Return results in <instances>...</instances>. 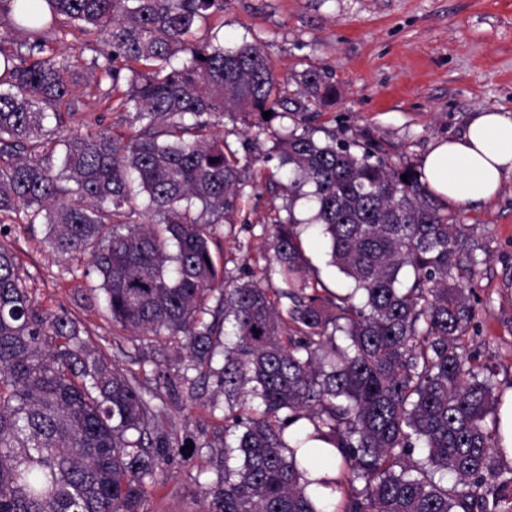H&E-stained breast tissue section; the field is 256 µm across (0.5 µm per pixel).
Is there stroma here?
<instances>
[{
  "label": "stroma",
  "instance_id": "35a3bbf8",
  "mask_svg": "<svg viewBox=\"0 0 512 512\" xmlns=\"http://www.w3.org/2000/svg\"><path fill=\"white\" fill-rule=\"evenodd\" d=\"M223 41H248L268 55L287 93L302 88L309 70L320 73L330 95L315 103L318 125L337 137L368 145L389 165L420 170L440 139L457 136L483 108L512 115V0H224ZM101 34L71 29L51 41L47 56L66 59L71 92L60 109L69 131L109 128L127 133L106 94L109 79L95 66ZM274 192L268 185L243 191L236 223L220 227L219 262L226 278L266 277L258 246L272 231ZM458 221L484 231L487 255L473 276L470 301L475 328L466 342L496 373L501 393L512 392V176L490 200L458 209ZM1 241L19 257L21 274L36 303L65 308L94 347L120 358L127 370L146 369V386L157 388L164 424L178 438L200 443L188 462L173 461L148 486L145 512H205V488L224 448V394L211 382L198 384L189 401L182 352L169 343L139 340L114 328L95 277L70 274L68 256L55 252L44 226L22 215L0 220Z\"/></svg>",
  "mask_w": 512,
  "mask_h": 512
}]
</instances>
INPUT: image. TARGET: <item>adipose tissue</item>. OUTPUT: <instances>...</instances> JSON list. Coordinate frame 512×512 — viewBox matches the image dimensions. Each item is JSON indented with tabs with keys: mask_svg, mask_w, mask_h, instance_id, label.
I'll return each instance as SVG.
<instances>
[{
	"mask_svg": "<svg viewBox=\"0 0 512 512\" xmlns=\"http://www.w3.org/2000/svg\"><path fill=\"white\" fill-rule=\"evenodd\" d=\"M422 173L442 203L465 207L491 199L512 175V117L494 108L476 112L461 135L431 147Z\"/></svg>",
	"mask_w": 512,
	"mask_h": 512,
	"instance_id": "ef3b65f1",
	"label": "adipose tissue"
}]
</instances>
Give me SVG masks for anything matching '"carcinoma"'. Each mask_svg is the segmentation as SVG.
Masks as SVG:
<instances>
[{
  "label": "carcinoma",
  "instance_id": "obj_1",
  "mask_svg": "<svg viewBox=\"0 0 512 512\" xmlns=\"http://www.w3.org/2000/svg\"><path fill=\"white\" fill-rule=\"evenodd\" d=\"M222 11L224 0H0L18 36L0 37V216L46 226L82 276L96 274L112 325L170 337L186 369L224 391L232 441L207 512H512V469L486 424L500 394L459 344L475 308L455 273L482 263L474 227L422 173L354 138L316 137L309 102L330 93L317 71L290 96L259 45L191 38ZM68 25L105 36L101 70L130 136L63 133L70 65L43 53ZM266 111L293 119L274 147L287 203L261 246L278 288L226 279L214 253L268 161L214 128ZM306 185L347 291L321 294L309 266L292 214ZM157 398L68 311L34 304L1 241L0 512H144L146 485L190 458ZM322 460L336 476L306 478Z\"/></svg>",
  "mask_w": 512,
  "mask_h": 512
}]
</instances>
